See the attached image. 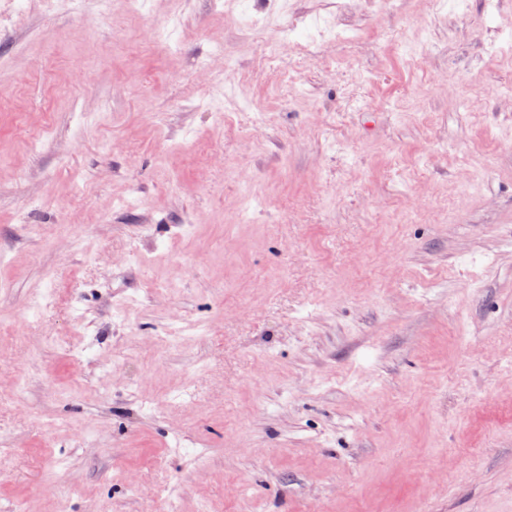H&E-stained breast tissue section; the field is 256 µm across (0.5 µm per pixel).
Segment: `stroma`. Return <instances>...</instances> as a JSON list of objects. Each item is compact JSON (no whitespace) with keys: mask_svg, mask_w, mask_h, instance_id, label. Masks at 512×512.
<instances>
[{"mask_svg":"<svg viewBox=\"0 0 512 512\" xmlns=\"http://www.w3.org/2000/svg\"><path fill=\"white\" fill-rule=\"evenodd\" d=\"M425 8L0 0V512H512V0ZM283 41L288 42V34L283 39L267 41L264 44V60L273 61L277 59L280 52V44ZM291 49L311 52L317 58L318 43L311 35L308 29H298L289 33V42Z\"/></svg>","mask_w":512,"mask_h":512,"instance_id":"obj_1","label":"stroma"}]
</instances>
